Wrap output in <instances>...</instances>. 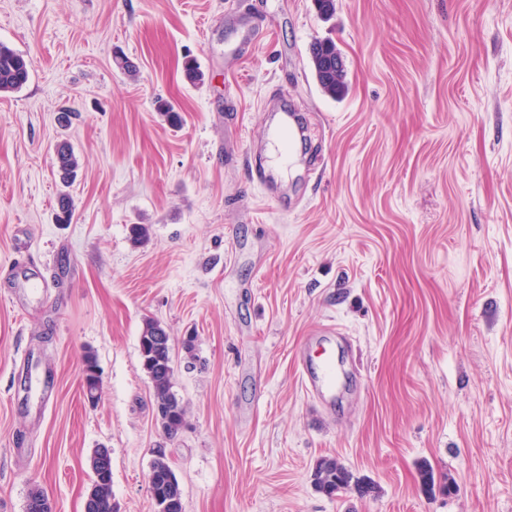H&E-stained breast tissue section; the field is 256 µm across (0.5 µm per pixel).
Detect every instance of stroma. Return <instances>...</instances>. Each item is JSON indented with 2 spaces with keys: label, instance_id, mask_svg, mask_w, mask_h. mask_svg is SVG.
I'll list each match as a JSON object with an SVG mask.
<instances>
[{
  "label": "stroma",
  "instance_id": "35a3bbf8",
  "mask_svg": "<svg viewBox=\"0 0 512 512\" xmlns=\"http://www.w3.org/2000/svg\"><path fill=\"white\" fill-rule=\"evenodd\" d=\"M229 11L262 24L236 62ZM327 39L336 98L311 66ZM0 42L30 70L0 96V267L17 268L0 279V512L35 486L84 512L101 446L117 512H154L159 448L184 512H512V0H335L326 18L314 0H0ZM274 93L309 137L263 189L249 169ZM63 141L81 163L66 223ZM28 255L54 272L36 297ZM148 318L186 407L173 438L142 366ZM327 326L342 383L323 408L295 356L319 357ZM324 456L374 493L317 492ZM424 464L454 491L427 494ZM312 67L323 94L336 98L345 85V70L336 44L320 40L312 47ZM82 377H85L89 385L98 392L97 397L92 401V404L94 405L100 399L102 390V379L100 369L97 363V358L95 354L91 351H88L83 358V364L81 368V378Z\"/></svg>",
  "mask_w": 512,
  "mask_h": 512
}]
</instances>
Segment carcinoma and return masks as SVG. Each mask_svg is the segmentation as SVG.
Returning a JSON list of instances; mask_svg holds the SVG:
<instances>
[{"mask_svg": "<svg viewBox=\"0 0 512 512\" xmlns=\"http://www.w3.org/2000/svg\"><path fill=\"white\" fill-rule=\"evenodd\" d=\"M312 67L323 94L332 98L341 94L345 85V70L335 43L330 40L314 43ZM28 80L29 69L24 57L0 42V94L15 93L21 90ZM55 155L60 180L67 184L77 176L79 158L73 147L66 142L56 146ZM164 338H169V334L159 321L145 320L140 336L143 366L153 385L156 417L165 433L174 436L184 425L185 408L172 392L173 368L170 346L162 342ZM81 376L85 377L94 390H102L97 358L91 351L83 358ZM88 463L93 480L86 496L84 512H115L112 504V478L101 477L103 459L100 449L93 450ZM312 482L318 492L328 497L352 489L361 495L373 491L372 485L355 478L352 471L335 457H322L316 461L312 471ZM148 483L157 512H173L164 507V504L181 499L182 494L171 463L161 449L155 452L151 462Z\"/></svg>", "mask_w": 512, "mask_h": 512, "instance_id": "obj_1", "label": "carcinoma"}]
</instances>
